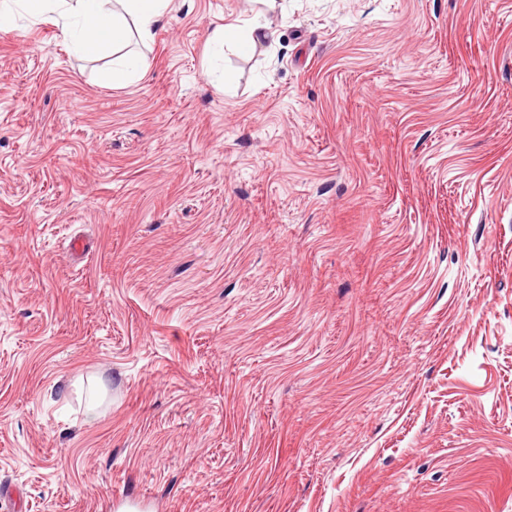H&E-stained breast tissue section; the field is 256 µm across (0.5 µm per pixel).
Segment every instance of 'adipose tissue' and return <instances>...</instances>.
<instances>
[{"label":"adipose tissue","mask_w":512,"mask_h":512,"mask_svg":"<svg viewBox=\"0 0 512 512\" xmlns=\"http://www.w3.org/2000/svg\"><path fill=\"white\" fill-rule=\"evenodd\" d=\"M170 0H0V20L25 13L58 26L81 55L107 54L112 58L113 82L132 81L147 72L144 55L133 50L131 38L149 44ZM269 37L267 26L241 20L214 31V50L232 46L255 49Z\"/></svg>","instance_id":"obj_1"}]
</instances>
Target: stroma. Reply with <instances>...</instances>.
<instances>
[{
	"instance_id": "1",
	"label": "stroma",
	"mask_w": 512,
	"mask_h": 512,
	"mask_svg": "<svg viewBox=\"0 0 512 512\" xmlns=\"http://www.w3.org/2000/svg\"><path fill=\"white\" fill-rule=\"evenodd\" d=\"M252 16L0 25V512H512V0ZM112 0H3L0 20L21 13L58 26L69 44L81 55L112 56V83H126L147 72L144 55L130 47L127 17L132 18L138 41H152L156 25L170 0H116L121 11L109 6ZM269 35V28L266 25H259L253 19L238 20L235 24H224V27L215 30L210 44L219 52H223L224 46L248 51L266 42Z\"/></svg>"
}]
</instances>
